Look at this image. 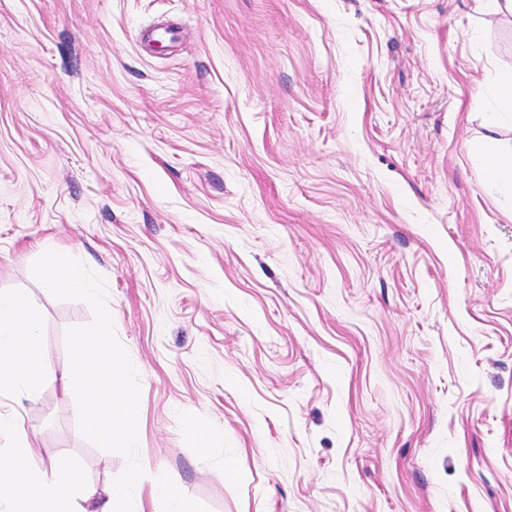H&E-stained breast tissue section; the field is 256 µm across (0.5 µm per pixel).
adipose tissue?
I'll return each instance as SVG.
<instances>
[{
    "mask_svg": "<svg viewBox=\"0 0 512 512\" xmlns=\"http://www.w3.org/2000/svg\"><path fill=\"white\" fill-rule=\"evenodd\" d=\"M38 453L28 435L16 440L10 457H0V507L5 512H121L118 494L98 498L57 466L49 476L33 466Z\"/></svg>",
    "mask_w": 512,
    "mask_h": 512,
    "instance_id": "obj_1",
    "label": "adipose tissue"
}]
</instances>
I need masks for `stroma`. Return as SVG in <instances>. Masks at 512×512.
<instances>
[{"mask_svg":"<svg viewBox=\"0 0 512 512\" xmlns=\"http://www.w3.org/2000/svg\"><path fill=\"white\" fill-rule=\"evenodd\" d=\"M510 79L478 0H0V291L60 371L93 313L31 265L105 279L138 512H512ZM14 411L112 490L60 383Z\"/></svg>","mask_w":512,"mask_h":512,"instance_id":"stroma-1","label":"stroma"}]
</instances>
